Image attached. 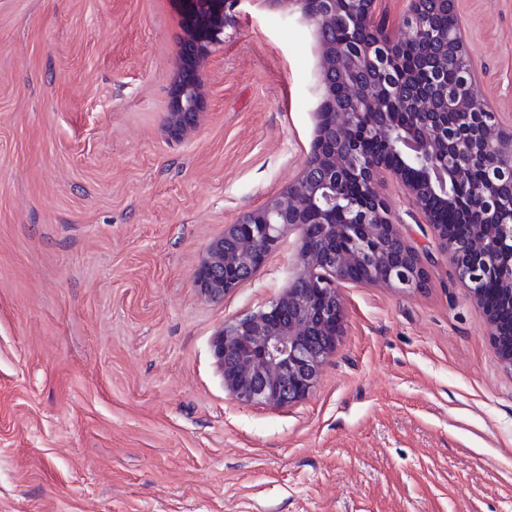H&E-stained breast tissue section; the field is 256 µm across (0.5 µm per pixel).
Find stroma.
I'll return each mask as SVG.
<instances>
[{"instance_id":"stroma-1","label":"stroma","mask_w":512,"mask_h":512,"mask_svg":"<svg viewBox=\"0 0 512 512\" xmlns=\"http://www.w3.org/2000/svg\"><path fill=\"white\" fill-rule=\"evenodd\" d=\"M480 98L512 128V0H458ZM179 0H0V512H512V374L399 187L423 287L344 285L312 394L244 406L210 342L299 271L292 230L214 302L194 275L301 175L320 41L244 0L165 129Z\"/></svg>"}]
</instances>
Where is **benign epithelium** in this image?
<instances>
[{
	"label": "benign epithelium",
	"instance_id": "1",
	"mask_svg": "<svg viewBox=\"0 0 512 512\" xmlns=\"http://www.w3.org/2000/svg\"><path fill=\"white\" fill-rule=\"evenodd\" d=\"M190 38L179 58L166 128L181 136L196 121L202 96L196 77L208 47L224 33V15L242 0H181ZM300 5L322 33V85L319 125L302 176L286 190L250 210L224 230L195 275V286L209 300L233 292L243 275L263 265L267 249L279 245L290 228L300 231V267L288 287L263 307L224 323L211 350L224 390L242 405L283 407L305 400L322 367L336 353L345 313L339 288L345 283L417 288L424 282L423 259L406 242L377 185L392 180L432 225L437 250L484 308L504 369L512 374V225L502 223L503 206L495 181L479 188L488 200L467 224H444L440 214L454 207L453 185L461 174L459 138L438 119L429 99L402 98L414 123L398 125L386 107L394 101L379 76L396 67L402 43L385 38L372 21L374 0H354V22L366 39L347 48L331 36L341 0H280ZM425 0H409L406 26L418 39L431 35L423 20ZM448 61L466 63L457 34L447 36ZM350 95L338 115L326 111L336 82ZM381 110L379 124L365 136L384 140V156L367 157L352 136L358 115ZM478 133L465 154L473 161L493 156L498 178L512 190V130L494 112L474 113ZM312 214L315 224L302 216Z\"/></svg>",
	"mask_w": 512,
	"mask_h": 512
}]
</instances>
